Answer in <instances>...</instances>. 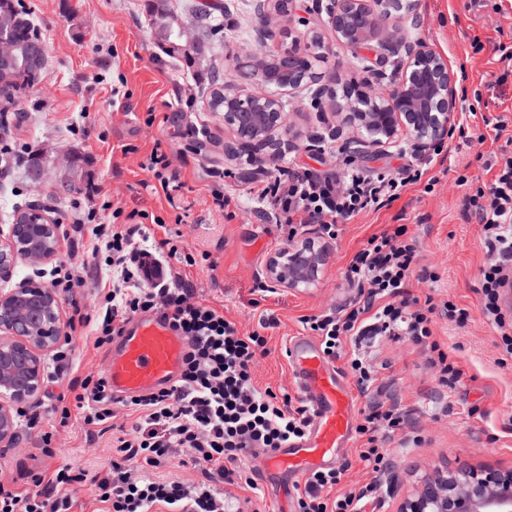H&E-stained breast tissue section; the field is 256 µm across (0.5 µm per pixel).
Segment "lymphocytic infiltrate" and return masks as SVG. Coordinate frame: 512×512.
Listing matches in <instances>:
<instances>
[{
    "label": "lymphocytic infiltrate",
    "mask_w": 512,
    "mask_h": 512,
    "mask_svg": "<svg viewBox=\"0 0 512 512\" xmlns=\"http://www.w3.org/2000/svg\"><path fill=\"white\" fill-rule=\"evenodd\" d=\"M490 182L469 185L465 207L482 224L487 260L480 270L482 311L503 332L506 354L512 355V335L498 306L499 291L508 287L504 272L512 268V153L501 152L492 163ZM427 163L410 159L394 169L371 171L346 160L343 172L288 164L262 179L248 193L263 217L288 225L289 237L303 226L319 225L325 240L336 239L342 224L367 211H377L398 199L407 185L425 182ZM93 249L112 253V305L104 315L106 333L122 335L139 313L160 316L187 343L182 366L170 387L130 398L113 395L106 378L76 395V406L94 419L113 420L118 411L135 413L132 427H112V461L91 480L100 491L99 512H230L225 486L251 490L263 498L255 473L247 464L257 453L282 448L305 437L310 417L305 403H293L288 394L260 388L254 377L259 359L268 353L264 329L274 320L260 319L258 331L241 334L222 310L198 301L195 289L174 266L179 249L169 239L152 241L146 225L127 215L113 224L112 237H92ZM355 297L340 308L305 318L319 337L324 354L346 358L360 393H368L377 377L365 356L347 353V346L376 342L384 336L403 337L427 351V363L439 381L455 386L461 370L449 362L433 338L436 314L462 323L469 314L451 302L433 297L409 298L412 280L436 282L434 273L419 265L417 246L405 226L371 236L344 271ZM356 431L365 443L359 459L370 472L383 471L384 445L407 420L406 412L371 400L360 409ZM183 449L182 466L199 472V481L158 477L174 449ZM344 468L315 471L297 491L298 512H366L376 488L328 496L343 479ZM57 474L43 490L17 494L0 488V512H69L72 498L58 494L66 483Z\"/></svg>",
    "instance_id": "obj_1"
}]
</instances>
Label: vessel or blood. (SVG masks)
<instances>
[{"mask_svg": "<svg viewBox=\"0 0 512 512\" xmlns=\"http://www.w3.org/2000/svg\"><path fill=\"white\" fill-rule=\"evenodd\" d=\"M185 341L159 319L139 318L120 336L106 373L115 395L149 392L170 386L176 379ZM286 356L293 379L310 414L307 438L269 450L253 462L268 475H293L335 467L340 448L354 428L351 392L335 366L312 342L297 337Z\"/></svg>", "mask_w": 512, "mask_h": 512, "instance_id": "1", "label": "vessel or blood"}]
</instances>
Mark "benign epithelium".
Listing matches in <instances>:
<instances>
[{
    "label": "benign epithelium",
    "mask_w": 512,
    "mask_h": 512,
    "mask_svg": "<svg viewBox=\"0 0 512 512\" xmlns=\"http://www.w3.org/2000/svg\"><path fill=\"white\" fill-rule=\"evenodd\" d=\"M271 2L257 0L264 21L259 41L265 45L276 36L271 25ZM415 0H331L328 26L336 42L353 49L371 47L377 59L383 51L401 45L403 26L416 23ZM266 54L260 52L247 63L250 87L224 95V125L244 146L255 150L277 149L278 135L287 130L282 96L302 87L309 61L294 47L276 49L278 68L283 74L277 91H272L260 66ZM458 108L454 77L446 59L425 43L408 47L395 78L378 88L364 81L352 86L345 105L344 120L360 135L351 139L357 151L366 152L391 144L406 135L421 146L448 134ZM46 243L38 249L20 245L21 226L0 239V280L8 279L19 260L41 262L58 249L59 226L40 215ZM329 252L306 238L273 256L266 276L277 286L290 290L308 288L318 282ZM0 335L12 336V343L0 341V446H10L16 435L14 411L26 406L41 381V361L35 350L56 348L62 341L58 297L48 288L24 282L11 294L0 295ZM392 512H512V467L494 464L453 467L437 465L421 476L415 487L395 499Z\"/></svg>",
    "instance_id": "1"
}]
</instances>
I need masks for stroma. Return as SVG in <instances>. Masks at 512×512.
I'll return each instance as SVG.
<instances>
[{
    "mask_svg": "<svg viewBox=\"0 0 512 512\" xmlns=\"http://www.w3.org/2000/svg\"><path fill=\"white\" fill-rule=\"evenodd\" d=\"M329 0H299L292 28L301 55L312 61L315 81L287 97L290 123L288 147L275 162L311 164L320 138L333 137V165L346 157L369 168L398 166L399 152L408 140L385 150L351 155L346 147L356 130L329 108L328 101L342 87L362 79L369 61L338 44L326 24ZM418 0L422 42L448 61L456 72L457 92L479 94L476 115L468 123L475 141L452 150L444 164H433L430 175L438 183L434 192L410 186L400 199L380 211L343 225L319 282L302 291L278 289L258 300L253 288L265 275L269 259L288 245L287 226L258 217L247 196L248 182L264 177L250 152L241 150L223 115L208 106L213 89L239 90L245 85L235 54L259 51V19L255 0H169L183 22L200 18L209 8L221 21L218 38L210 45L216 68L213 82H197L183 60L161 52L145 11L146 0H21L46 48V66L38 85L9 105L0 136L9 139L16 160L0 162V235H8V217L15 206H40L59 220L61 246L42 264L19 261L12 277L0 281V292L34 279L49 285L59 261L81 269L91 266L72 298H61L60 319L73 313L87 317L88 326L65 336L59 349L42 352L43 378L39 390L17 416L11 447L0 449V485L15 493L44 487L59 470L70 475L92 472L112 460V434L101 422L86 419L76 406L70 383L102 376L112 357L111 343L100 340L99 316L108 303L103 284L112 277L107 252L91 253L86 223H108L113 210L142 211L164 218L156 238H175L187 261L181 269L195 288L196 298L223 308L242 332L257 328L260 317L273 316L274 326L264 332L267 356L255 370L259 387L296 395L285 349L291 337L303 335L302 317L340 305L351 296L343 281L344 269L374 234L408 227L416 239L420 263L439 277L436 290L412 283V296L448 300L470 313L465 323L436 318L434 338L463 372L462 380L448 388L425 363L423 349L408 341L383 340L372 348V364L384 401L408 411L406 424L397 431L388 450V473L380 478L361 465L363 444L353 437L343 448L347 468L339 486L349 491L379 480L378 512H391L396 494L408 490L415 478L431 467L463 461L473 465L496 462L512 466V358L504 355L501 336L480 308L479 270L485 256L481 225L468 218L463 201L467 187L459 174L488 182L492 172L484 162L512 140V83L493 85L498 69L493 46L500 32L512 28V0ZM501 12H494V4ZM484 48L473 52L472 38ZM320 39L325 50L315 54L311 41ZM193 89L195 103L186 107L178 99ZM504 117L506 127L495 131L491 120ZM176 150L173 163L181 171L184 187L173 198L154 190L147 169L154 147ZM201 154H192V147ZM35 151L43 154L41 180L30 181L18 161ZM227 171L226 179L211 177L212 168ZM76 183V191L57 195L61 181ZM232 187L236 196L232 219L212 205V190ZM182 223H175V214ZM83 227H74V218Z\"/></svg>",
    "mask_w": 512,
    "mask_h": 512,
    "instance_id": "35a3bbf8",
    "label": "stroma"
}]
</instances>
